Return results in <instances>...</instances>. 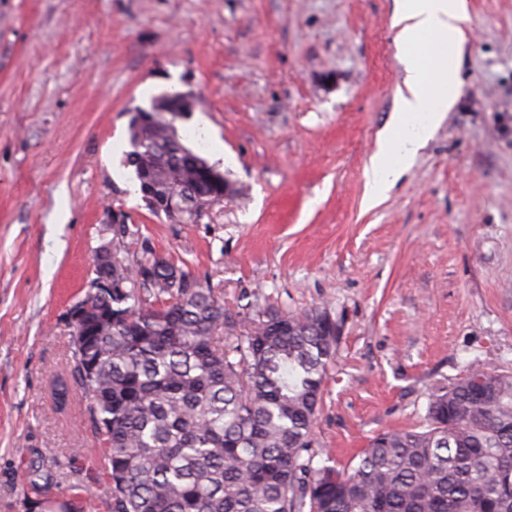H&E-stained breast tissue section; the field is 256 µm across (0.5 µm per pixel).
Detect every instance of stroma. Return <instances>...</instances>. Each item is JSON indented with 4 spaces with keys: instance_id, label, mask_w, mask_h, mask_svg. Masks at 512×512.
<instances>
[{
    "instance_id": "35a3bbf8",
    "label": "stroma",
    "mask_w": 512,
    "mask_h": 512,
    "mask_svg": "<svg viewBox=\"0 0 512 512\" xmlns=\"http://www.w3.org/2000/svg\"><path fill=\"white\" fill-rule=\"evenodd\" d=\"M467 4L462 93L369 209L404 78L395 0H0V512L94 465L84 396L54 383L113 209L230 312L336 319L315 466L421 427L470 364L512 371V0ZM174 91L195 95L188 145L239 189L198 224L155 216L124 164L132 111Z\"/></svg>"
}]
</instances>
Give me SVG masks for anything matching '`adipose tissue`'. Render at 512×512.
Wrapping results in <instances>:
<instances>
[{
  "mask_svg": "<svg viewBox=\"0 0 512 512\" xmlns=\"http://www.w3.org/2000/svg\"><path fill=\"white\" fill-rule=\"evenodd\" d=\"M465 0H398L391 26L407 76L389 126L379 132L365 167V201L382 203L458 97L455 55L465 43Z\"/></svg>",
  "mask_w": 512,
  "mask_h": 512,
  "instance_id": "obj_1",
  "label": "adipose tissue"
}]
</instances>
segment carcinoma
<instances>
[{
    "label": "carcinoma",
    "mask_w": 512,
    "mask_h": 512,
    "mask_svg": "<svg viewBox=\"0 0 512 512\" xmlns=\"http://www.w3.org/2000/svg\"><path fill=\"white\" fill-rule=\"evenodd\" d=\"M131 133V150L191 206L177 123ZM112 307L98 335L71 344L67 376L85 394L96 448L93 480L107 512H512V373L472 364L428 396L424 426L383 431L358 462L312 466V430L336 319L325 309L232 314L210 284L169 262L145 276L153 250L135 224L104 225ZM46 512H79L43 497Z\"/></svg>",
    "instance_id": "carcinoma-1"
}]
</instances>
